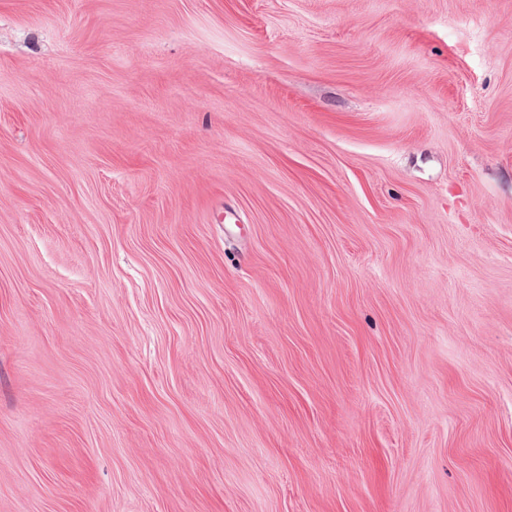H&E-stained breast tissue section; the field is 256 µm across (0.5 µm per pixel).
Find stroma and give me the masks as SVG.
Segmentation results:
<instances>
[{
	"mask_svg": "<svg viewBox=\"0 0 512 512\" xmlns=\"http://www.w3.org/2000/svg\"><path fill=\"white\" fill-rule=\"evenodd\" d=\"M0 512H512V0H0Z\"/></svg>",
	"mask_w": 512,
	"mask_h": 512,
	"instance_id": "35a3bbf8",
	"label": "stroma"
}]
</instances>
